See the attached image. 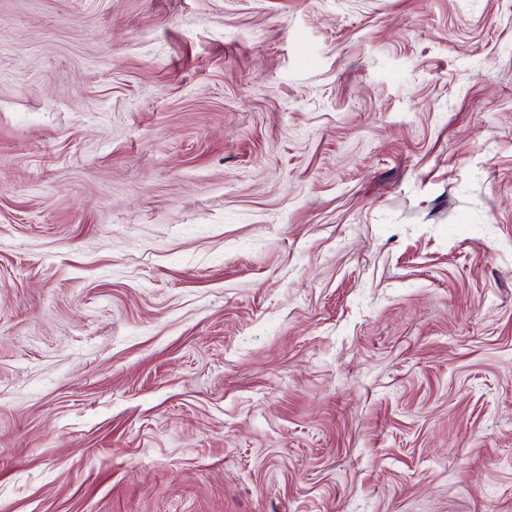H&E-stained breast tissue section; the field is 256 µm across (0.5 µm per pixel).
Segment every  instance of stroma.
<instances>
[{
    "instance_id": "1",
    "label": "stroma",
    "mask_w": 512,
    "mask_h": 512,
    "mask_svg": "<svg viewBox=\"0 0 512 512\" xmlns=\"http://www.w3.org/2000/svg\"><path fill=\"white\" fill-rule=\"evenodd\" d=\"M0 512H512V0H0Z\"/></svg>"
}]
</instances>
